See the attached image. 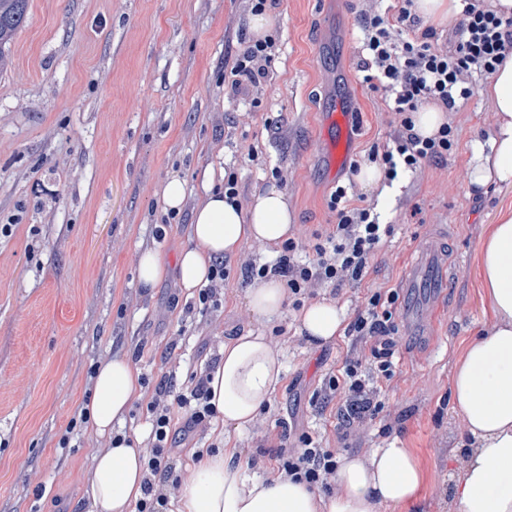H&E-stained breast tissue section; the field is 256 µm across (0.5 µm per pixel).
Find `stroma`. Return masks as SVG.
Listing matches in <instances>:
<instances>
[{"instance_id": "stroma-1", "label": "stroma", "mask_w": 512, "mask_h": 512, "mask_svg": "<svg viewBox=\"0 0 512 512\" xmlns=\"http://www.w3.org/2000/svg\"><path fill=\"white\" fill-rule=\"evenodd\" d=\"M364 0H272L276 44L267 76L248 96L224 81L252 39L248 0H30L26 23L0 70V512H88L94 455L107 437L81 422L92 372L128 357L144 393L165 378L184 391L191 372L213 365L226 339L268 336L283 356L282 384L254 426H223L191 436L194 451H256L255 427L280 436L324 437L341 454H368L398 440L428 471L419 512H453L450 477L463 455L465 424L450 382L466 341L490 329L479 251L486 227L512 188H468L469 143L495 125L494 104L475 93L449 113L457 148L421 171L363 189L386 245L360 283L319 301L354 313L369 290L400 284L421 243L443 233L454 258L444 309L417 334L399 329L396 375L383 384V413L366 426L343 423L324 402L326 374L340 368L350 337L320 346L300 331L301 312L285 304L259 321L247 301L245 261L262 265L273 245L247 242L229 257L221 306L196 311L197 294L175 274L189 226L205 199V170H234L246 198L284 191L292 238L308 241L336 218L327 202L347 184L331 176L319 132L334 100L352 113L348 147L364 161L391 139L392 114L356 67ZM187 185L174 215L162 208L171 177ZM155 249L168 273L150 288L138 281L139 254ZM136 398L116 431L143 448L146 402Z\"/></svg>"}]
</instances>
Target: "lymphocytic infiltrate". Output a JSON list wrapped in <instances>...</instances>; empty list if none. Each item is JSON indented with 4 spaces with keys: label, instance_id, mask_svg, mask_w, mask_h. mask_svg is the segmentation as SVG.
<instances>
[{
    "label": "lymphocytic infiltrate",
    "instance_id": "obj_1",
    "mask_svg": "<svg viewBox=\"0 0 512 512\" xmlns=\"http://www.w3.org/2000/svg\"><path fill=\"white\" fill-rule=\"evenodd\" d=\"M464 2L453 27L455 42L449 48L439 46L435 27L413 13V0H396L389 14L377 6L359 14L364 39L358 66L364 82L383 91L394 114L391 146L371 148L367 156L369 162L382 168L387 180H395L399 171L414 172L423 163L442 158L454 145L452 127L447 123L433 136L417 134L414 112L429 103L457 111L462 101L474 95L476 77L495 73L512 55V18L498 14L480 0ZM274 45L270 35L248 45L232 66L236 75L232 88H239L240 78L253 80L264 75ZM328 207L335 212L336 222L328 232L316 234L311 258L298 260L303 246L291 239L283 244L273 264L246 262L248 278L258 280L271 273L280 276L293 301L316 297L325 288L338 291L361 281L392 228L380 223L373 207L364 205L362 195L350 186L337 187ZM400 298L396 287L370 292L348 328L351 345L342 373L329 376L322 388L325 400H340V412L346 420L371 422L385 408L379 398L380 385L395 375ZM207 384L208 375L203 372L192 375L186 391L174 392L167 380L148 395L151 430L143 451L147 475L137 512H168L172 495L187 475L177 466L175 447L210 428L216 416ZM277 458L279 476L331 488L336 456L312 436L301 434L297 446L278 453Z\"/></svg>",
    "mask_w": 512,
    "mask_h": 512
}]
</instances>
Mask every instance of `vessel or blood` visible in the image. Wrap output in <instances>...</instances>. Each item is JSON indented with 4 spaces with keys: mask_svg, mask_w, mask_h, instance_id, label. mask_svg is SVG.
I'll return each mask as SVG.
<instances>
[{
    "mask_svg": "<svg viewBox=\"0 0 512 512\" xmlns=\"http://www.w3.org/2000/svg\"><path fill=\"white\" fill-rule=\"evenodd\" d=\"M349 134L347 117L342 110H332L328 116L323 138L327 144L326 162L330 173H337L350 160L346 148ZM452 257L442 241L430 240L419 249L405 273L402 286L406 294H415L422 285H429L432 290V312H440L443 307L442 299L448 286V269Z\"/></svg>",
    "mask_w": 512,
    "mask_h": 512,
    "instance_id": "b4317fda",
    "label": "vessel or blood"
}]
</instances>
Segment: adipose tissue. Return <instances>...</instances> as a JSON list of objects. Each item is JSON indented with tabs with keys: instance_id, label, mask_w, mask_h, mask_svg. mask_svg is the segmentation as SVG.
<instances>
[{
	"instance_id": "1",
	"label": "adipose tissue",
	"mask_w": 512,
	"mask_h": 512,
	"mask_svg": "<svg viewBox=\"0 0 512 512\" xmlns=\"http://www.w3.org/2000/svg\"><path fill=\"white\" fill-rule=\"evenodd\" d=\"M486 96L498 119L486 141H473L466 162L469 184L512 187V55L494 74ZM294 216L282 190L258 192L249 211L226 202L223 192H208L192 216L193 247L177 263L183 288L206 285L213 264L234 256L243 244L288 240ZM483 288L493 327L463 349L451 382V399L466 432L460 442L464 465L452 495L454 512H512V205L499 208L480 248ZM286 291L269 275L250 288L247 301L256 317L270 321L282 313ZM347 318L344 308L318 302L304 309L300 328L310 340L334 339ZM283 359L261 333L247 332L225 341L211 372V402L225 429L240 430L257 417L282 381ZM140 390L137 370L124 356L96 371L89 406L96 434L122 421ZM145 459L140 449L123 445L102 449L90 474V512H131L143 495ZM427 472L413 449L397 441L367 456L346 455L333 481L335 494L316 492L292 478H264L248 472L234 452L224 451L197 464L175 502V512H407L418 501Z\"/></svg>"
}]
</instances>
